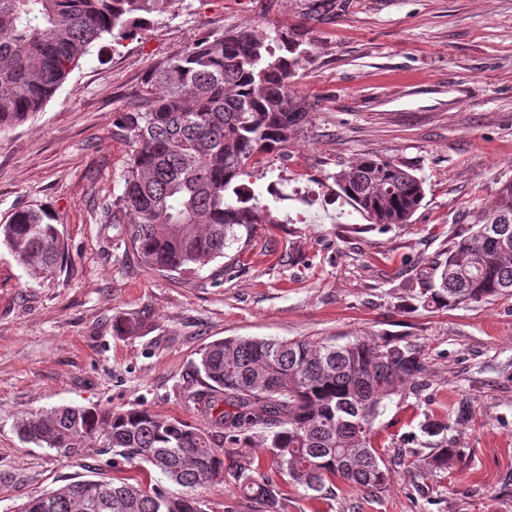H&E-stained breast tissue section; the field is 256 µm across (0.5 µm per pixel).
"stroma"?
<instances>
[{
	"label": "stroma",
	"instance_id": "obj_1",
	"mask_svg": "<svg viewBox=\"0 0 512 512\" xmlns=\"http://www.w3.org/2000/svg\"><path fill=\"white\" fill-rule=\"evenodd\" d=\"M254 24L300 30L309 56L291 90L307 125L252 171L284 194V224L254 225L248 245L194 272L149 270L125 225L100 223L131 155L117 112L150 72L207 33ZM382 156L424 181L411 223L370 224L331 175ZM512 182V0H173L122 45L86 57L20 125L0 132V224L23 207L53 212L66 259L49 276L0 243V512L80 479L159 481L101 441L59 453L22 442L29 413L61 405L129 409L200 425L194 365L227 337H401L425 370L388 401L372 443L390 470L369 493L343 483L314 499L279 478L288 512H512V296L454 308L417 292L473 215ZM310 184L319 197L291 199ZM149 312L134 336L118 317ZM466 449L462 467L428 472L425 420Z\"/></svg>",
	"mask_w": 512,
	"mask_h": 512
}]
</instances>
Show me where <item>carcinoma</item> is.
I'll return each instance as SVG.
<instances>
[{
	"label": "carcinoma",
	"instance_id": "carcinoma-1",
	"mask_svg": "<svg viewBox=\"0 0 512 512\" xmlns=\"http://www.w3.org/2000/svg\"><path fill=\"white\" fill-rule=\"evenodd\" d=\"M170 0H0V129L23 123L52 97L95 44L119 45L130 21L167 12ZM309 54L301 34L243 26L206 34L151 73V89L119 111L115 135L131 158L120 194L100 223L128 224L131 248L151 269L188 274L225 257L237 229L279 224L278 199L245 181L266 154L282 153L309 121L290 91ZM372 224H409L423 181L387 158L366 156L332 176ZM17 261L49 275L65 258L56 217L41 208L0 224ZM438 282L421 303L454 307L512 296V183L474 216L473 230L448 249ZM146 317L121 318L136 335ZM196 410L205 428L147 409L60 406L19 422V438L68 452L101 439L129 463L160 472L177 492L123 479H82L26 501L19 512H210L198 490L232 481L246 512H286L278 485L247 447L264 449L278 473L314 498L335 480L379 492L389 468L371 443L386 401L424 371L421 352L400 338L332 341L224 338L199 351ZM465 457L442 442L421 457L445 473Z\"/></svg>",
	"mask_w": 512,
	"mask_h": 512
}]
</instances>
